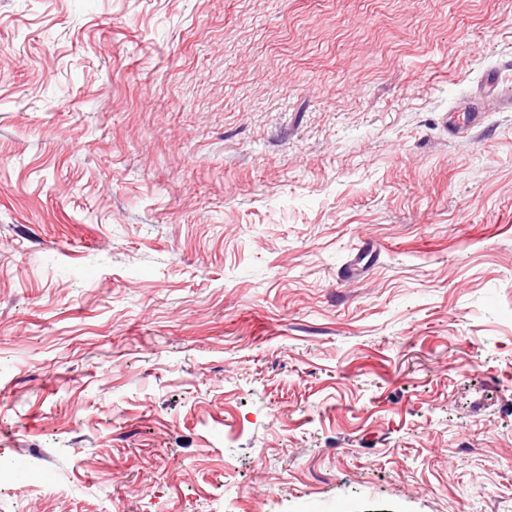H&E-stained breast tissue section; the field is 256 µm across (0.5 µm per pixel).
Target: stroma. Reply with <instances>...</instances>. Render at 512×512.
Returning a JSON list of instances; mask_svg holds the SVG:
<instances>
[{
  "label": "stroma",
  "instance_id": "obj_1",
  "mask_svg": "<svg viewBox=\"0 0 512 512\" xmlns=\"http://www.w3.org/2000/svg\"><path fill=\"white\" fill-rule=\"evenodd\" d=\"M509 64L512 0H0V512H512V108L444 123ZM484 98L466 101L456 112L449 113L445 119L448 128L454 133H460L465 129H473L480 125L486 114L483 112ZM461 115H463L462 119H460Z\"/></svg>",
  "mask_w": 512,
  "mask_h": 512
}]
</instances>
